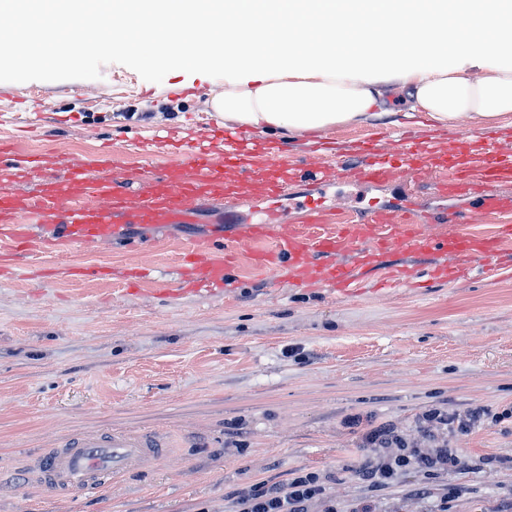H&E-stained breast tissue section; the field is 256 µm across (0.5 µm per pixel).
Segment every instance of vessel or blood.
I'll return each mask as SVG.
<instances>
[{"instance_id":"obj_1","label":"vessel or blood","mask_w":512,"mask_h":512,"mask_svg":"<svg viewBox=\"0 0 512 512\" xmlns=\"http://www.w3.org/2000/svg\"><path fill=\"white\" fill-rule=\"evenodd\" d=\"M215 137L221 150L170 133L166 141L179 150L185 170L156 177L141 168L137 190L108 153L79 164L57 157L0 160V237L26 239L42 225L48 233L41 244L50 250L110 246L129 240L131 226L193 224L206 212L212 235L191 240L181 287L210 294L225 293L232 284L235 249L243 243L254 244L251 262L257 269L288 273L340 294L380 270L387 283L410 281L409 268L385 267L384 257L394 249L439 255L430 272L443 281L476 268L486 275L512 271V146L494 135L460 136L449 152L429 136H386L354 145L349 157L307 156L287 145L261 149L236 129L217 130ZM475 141L482 144L477 155L471 150ZM30 165L45 176L43 193L31 197L24 192ZM230 169L235 177H227ZM335 176L366 191L398 180L404 191L386 203L370 198L354 223L344 207L327 202ZM423 176L432 179L437 207H416L407 191ZM292 214L306 231H284ZM491 221L497 227L489 236H432L422 230L426 224ZM163 450L157 437L86 434L39 455L37 471L43 487L93 493Z\"/></svg>"}]
</instances>
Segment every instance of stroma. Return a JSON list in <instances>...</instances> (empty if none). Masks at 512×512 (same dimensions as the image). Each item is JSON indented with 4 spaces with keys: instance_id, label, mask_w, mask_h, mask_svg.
<instances>
[{
    "instance_id": "stroma-1",
    "label": "stroma",
    "mask_w": 512,
    "mask_h": 512,
    "mask_svg": "<svg viewBox=\"0 0 512 512\" xmlns=\"http://www.w3.org/2000/svg\"><path fill=\"white\" fill-rule=\"evenodd\" d=\"M118 71L136 91L114 85ZM223 90V70L158 65L143 47L61 68L0 64V103L34 93L49 109L30 149L75 158L105 139L126 159L157 132L210 136L196 121ZM208 230L174 224L139 251L15 255L17 275L0 281V512H230L234 493L297 470L327 488L309 512H512V276L339 296L269 287L244 244L231 292L174 294L184 243ZM476 405L478 426L424 436L429 409ZM378 425L456 449L455 465L373 490L354 469L372 457L363 429ZM112 432L161 436L166 452L94 494L42 490V449Z\"/></svg>"
}]
</instances>
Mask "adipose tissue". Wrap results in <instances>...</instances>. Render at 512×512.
I'll return each instance as SVG.
<instances>
[{
    "label": "adipose tissue",
    "instance_id": "adipose-tissue-1",
    "mask_svg": "<svg viewBox=\"0 0 512 512\" xmlns=\"http://www.w3.org/2000/svg\"><path fill=\"white\" fill-rule=\"evenodd\" d=\"M20 14L0 63L57 66L74 51L146 47L157 63L220 67L211 107L225 125L293 138L363 125L382 107L380 85L404 99L402 116L434 125L493 123L512 113V65L477 84L448 67L449 52L512 57V0H43ZM242 19L225 25V13ZM467 25L466 35L448 27ZM116 19L96 49H79L82 23ZM207 51L194 55L198 36Z\"/></svg>",
    "mask_w": 512,
    "mask_h": 512
}]
</instances>
